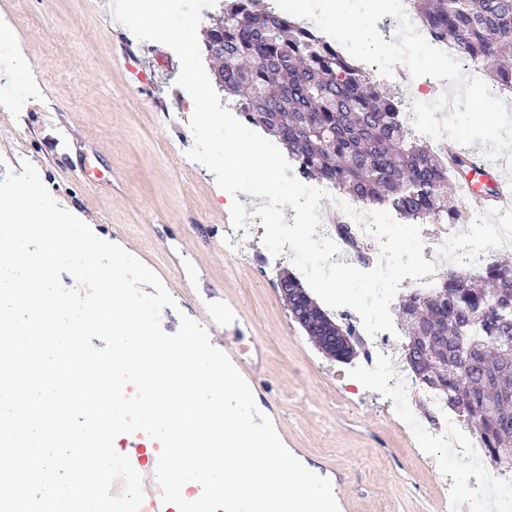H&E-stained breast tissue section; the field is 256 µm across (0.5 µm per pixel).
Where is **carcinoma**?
I'll return each instance as SVG.
<instances>
[{
	"label": "carcinoma",
	"instance_id": "obj_1",
	"mask_svg": "<svg viewBox=\"0 0 512 512\" xmlns=\"http://www.w3.org/2000/svg\"><path fill=\"white\" fill-rule=\"evenodd\" d=\"M433 41L459 51L499 89L512 91V0H412ZM222 19L204 31L221 44L215 85L233 97L246 121L273 136L306 178L329 183L366 207L408 221L458 224L453 166L409 133L400 101L334 42L265 6L224 0ZM288 310L320 350L336 337L335 360L357 354L350 325L337 322L290 272ZM404 359L420 385L479 435L497 467L512 463V257L478 271L460 264L426 292L399 304ZM467 337L476 367L461 371L458 343Z\"/></svg>",
	"mask_w": 512,
	"mask_h": 512
}]
</instances>
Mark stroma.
<instances>
[{
    "label": "stroma",
    "mask_w": 512,
    "mask_h": 512,
    "mask_svg": "<svg viewBox=\"0 0 512 512\" xmlns=\"http://www.w3.org/2000/svg\"><path fill=\"white\" fill-rule=\"evenodd\" d=\"M16 28L0 40V69L24 52L37 83L0 77V177L32 163L98 237L136 249L216 347L234 345L253 369L259 409L296 457L328 478L339 512H451L449 495L474 492L454 460L424 450L401 404L352 361L327 358L291 317L278 288L290 258H272L265 229L226 245L228 197L203 165L187 161L193 101L176 84L178 57L138 41L110 0H0ZM141 64L148 82L133 66Z\"/></svg>",
    "instance_id": "obj_1"
}]
</instances>
